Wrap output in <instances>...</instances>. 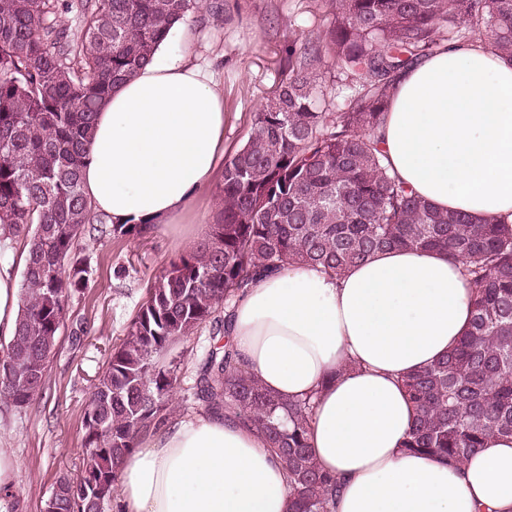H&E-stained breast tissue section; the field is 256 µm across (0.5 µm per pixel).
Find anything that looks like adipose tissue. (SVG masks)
<instances>
[{"mask_svg": "<svg viewBox=\"0 0 512 512\" xmlns=\"http://www.w3.org/2000/svg\"><path fill=\"white\" fill-rule=\"evenodd\" d=\"M224 98L199 67L146 65L98 112L82 170L95 213L171 221L224 153ZM392 174L436 208L512 224V62L482 42L450 45L402 71L379 129ZM20 286L0 261V335ZM461 261L377 252L344 275L300 264L258 276L234 302L230 335L271 393L314 396L308 439L337 478L334 512H512V439L455 467L403 443L414 408L404 376L448 354L474 303ZM118 512H290L287 476L263 438L196 413L140 440Z\"/></svg>", "mask_w": 512, "mask_h": 512, "instance_id": "obj_1", "label": "adipose tissue"}]
</instances>
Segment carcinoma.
<instances>
[{"instance_id": "obj_1", "label": "carcinoma", "mask_w": 512, "mask_h": 512, "mask_svg": "<svg viewBox=\"0 0 512 512\" xmlns=\"http://www.w3.org/2000/svg\"><path fill=\"white\" fill-rule=\"evenodd\" d=\"M332 20L267 99L246 143L224 163L220 219L154 278L112 350L85 411L79 479L62 476L53 512H103L124 458L168 420L178 386L172 346L203 324L229 326L234 298L292 264L338 276L377 250H438L465 262L475 288L467 333L448 355L404 379L415 419L404 448L453 465L490 436L512 437V225L441 211L389 172L377 130L397 76L441 42L487 37L512 60V0H331ZM77 7L80 33L57 18ZM200 0H0V249L22 245L20 316L0 356V402L41 398L72 295L90 271L76 257L85 225L115 238L84 195L93 118L115 87L150 61ZM349 80L342 112H318V63ZM260 433L283 463L292 512H331L336 477L308 444L309 398L269 392L230 342L210 349L183 401Z\"/></svg>"}]
</instances>
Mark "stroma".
I'll return each mask as SVG.
<instances>
[{"label":"stroma","mask_w":512,"mask_h":512,"mask_svg":"<svg viewBox=\"0 0 512 512\" xmlns=\"http://www.w3.org/2000/svg\"><path fill=\"white\" fill-rule=\"evenodd\" d=\"M331 18L330 0H224L221 20L200 10L175 27L160 58H182L211 73L224 97V153L229 156L246 142L255 113L287 76L290 58ZM222 184V175H215L182 215L139 237L115 239L86 227L77 250L90 266L91 279L69 302L46 395L23 409L0 403V448L20 463L15 512H41L58 478L79 474L84 414L94 385L155 276L209 234L219 215ZM224 342L223 333L209 323L172 348L170 356L181 367L174 415L188 414L183 396L194 387L210 348Z\"/></svg>","instance_id":"35a3bbf8"}]
</instances>
